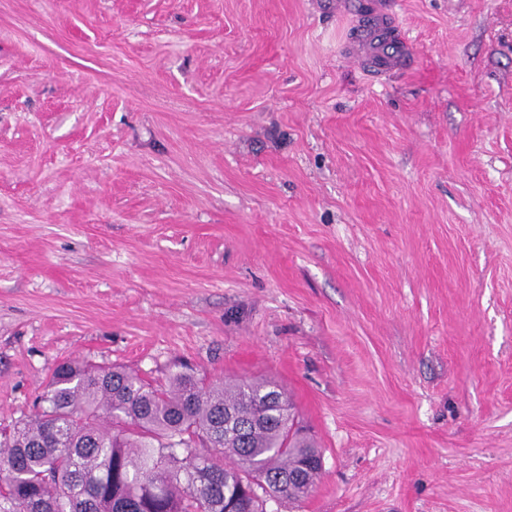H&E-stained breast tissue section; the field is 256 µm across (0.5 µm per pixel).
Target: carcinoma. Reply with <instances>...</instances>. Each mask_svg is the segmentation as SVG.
I'll use <instances>...</instances> for the list:
<instances>
[{
  "label": "carcinoma",
  "instance_id": "cac0c4a2",
  "mask_svg": "<svg viewBox=\"0 0 512 512\" xmlns=\"http://www.w3.org/2000/svg\"><path fill=\"white\" fill-rule=\"evenodd\" d=\"M322 466L272 379L68 361L33 414L0 427V512H267L306 498Z\"/></svg>",
  "mask_w": 512,
  "mask_h": 512
}]
</instances>
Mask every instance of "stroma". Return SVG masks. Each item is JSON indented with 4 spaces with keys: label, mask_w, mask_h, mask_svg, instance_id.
Segmentation results:
<instances>
[{
    "label": "stroma",
    "mask_w": 512,
    "mask_h": 512,
    "mask_svg": "<svg viewBox=\"0 0 512 512\" xmlns=\"http://www.w3.org/2000/svg\"><path fill=\"white\" fill-rule=\"evenodd\" d=\"M65 360L274 378L268 512H512V0H0V424ZM387 21L383 13L377 12L373 15L372 30L373 34L365 36L362 35L361 39L356 40L355 43L349 48V53L365 59L366 56L372 55L378 64V69L387 71L393 68L398 60L396 58L387 57L380 52V39L378 38L384 28H386Z\"/></svg>",
    "instance_id": "1"
}]
</instances>
